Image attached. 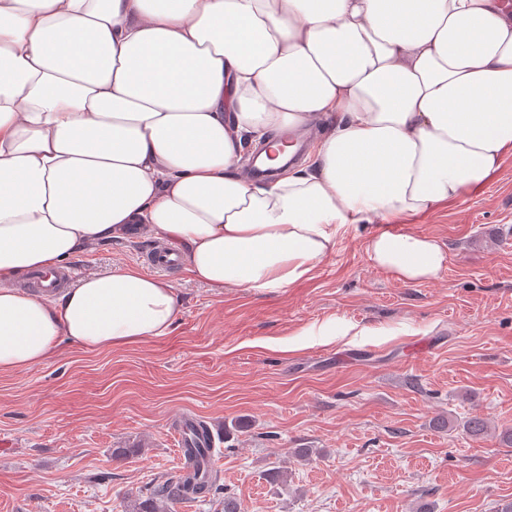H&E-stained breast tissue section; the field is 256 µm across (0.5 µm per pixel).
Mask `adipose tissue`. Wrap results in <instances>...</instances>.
Returning <instances> with one entry per match:
<instances>
[{
  "mask_svg": "<svg viewBox=\"0 0 512 512\" xmlns=\"http://www.w3.org/2000/svg\"><path fill=\"white\" fill-rule=\"evenodd\" d=\"M314 127L307 164L243 174ZM511 155L512 0H0V374L170 333L181 297L135 268L17 286L133 225L214 289L286 290L376 222L371 265L428 280L445 246L391 224Z\"/></svg>",
  "mask_w": 512,
  "mask_h": 512,
  "instance_id": "ef3b65f1",
  "label": "adipose tissue"
}]
</instances>
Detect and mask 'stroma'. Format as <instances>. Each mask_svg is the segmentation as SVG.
Segmentation results:
<instances>
[{
  "label": "stroma",
  "instance_id": "obj_1",
  "mask_svg": "<svg viewBox=\"0 0 512 512\" xmlns=\"http://www.w3.org/2000/svg\"><path fill=\"white\" fill-rule=\"evenodd\" d=\"M412 229L448 251L435 279L372 267L374 227L361 225L286 291H218L178 269L169 335L99 353L66 345L0 375V512H129L180 468L188 416L221 430L212 465L243 512H495L512 500V447L497 438L512 429V158ZM154 243L135 234L68 267L139 269ZM332 323L349 335L301 343ZM473 415L491 436L465 434ZM281 466L286 481L272 480Z\"/></svg>",
  "mask_w": 512,
  "mask_h": 512
}]
</instances>
